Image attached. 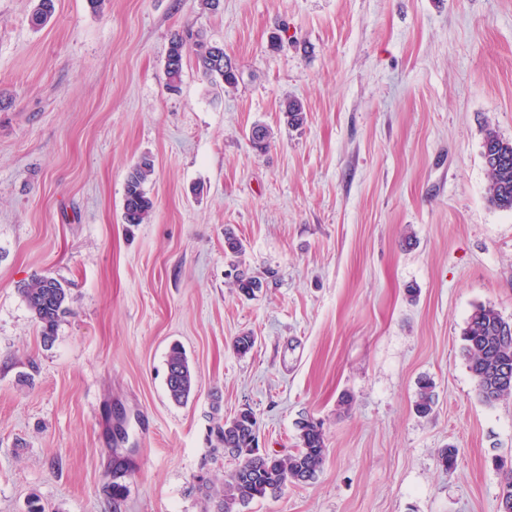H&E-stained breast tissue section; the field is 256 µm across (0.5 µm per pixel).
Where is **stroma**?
I'll list each match as a JSON object with an SVG mask.
<instances>
[{"label":"stroma","instance_id":"obj_1","mask_svg":"<svg viewBox=\"0 0 512 512\" xmlns=\"http://www.w3.org/2000/svg\"><path fill=\"white\" fill-rule=\"evenodd\" d=\"M55 3L35 29V0H0V512H204L205 482L236 465L213 416L244 407L261 451L293 452L304 418L327 448L315 480L244 512H499L512 399L479 398L462 333L480 305L512 318V211L489 203L481 156L487 130L512 141V0ZM187 31L223 46L236 88L189 50L166 89ZM146 155L154 209L130 225ZM40 275L69 295L48 342L21 294ZM193 34H175L169 41L165 63L166 88L170 91H178L182 83L184 72V48L187 39H192ZM153 173L152 160L144 156L127 175L122 206V219L127 224H143L154 208V202L145 190ZM194 376L186 355L173 347L168 358L167 391L176 404L186 402L192 392Z\"/></svg>","mask_w":512,"mask_h":512}]
</instances>
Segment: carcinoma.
Segmentation results:
<instances>
[{
	"instance_id": "carcinoma-1",
	"label": "carcinoma",
	"mask_w": 512,
	"mask_h": 512,
	"mask_svg": "<svg viewBox=\"0 0 512 512\" xmlns=\"http://www.w3.org/2000/svg\"><path fill=\"white\" fill-rule=\"evenodd\" d=\"M54 12V0H38L30 15V25L44 27ZM194 39L198 68L206 78L234 88L238 84L236 72H224V48L200 35L176 34L169 41L165 63L166 88L180 89L184 72V48L187 40ZM287 125L298 128L306 120L303 106L296 100L283 104ZM254 148L266 149L271 132L262 125H254L249 133ZM494 156L486 166L488 174L487 195L491 204L500 209L512 210V141L498 134L486 132L482 157ZM153 173L152 160L145 156L127 175L122 206L125 224H142L147 221L154 202L145 190ZM225 254L231 265L238 267L245 253L243 243L233 236L225 238ZM235 284L244 296L251 297L261 288V282L245 273L235 277ZM24 299L38 322L43 339L55 335L61 318L68 312V292L62 282L51 276H41L22 289ZM463 351L468 368L475 382L478 396L492 404L512 397V388L499 383L498 373L507 370L512 374V320H506L493 306L479 305L469 317L463 331ZM194 376L186 355L174 347L168 358L167 391L176 404L186 402L192 392ZM431 383H421L416 412L422 416L432 411ZM257 420L249 408L239 410L234 416L214 417L211 429L217 442L238 460L237 466L224 476L223 485L208 487L210 496L218 499L217 512H241L255 500L280 493L288 484H306L316 478L326 457L325 433L321 422L304 419L299 422V446L286 456L269 455L260 451L257 444ZM495 465L503 473L501 493L512 497V463L502 458Z\"/></svg>"
}]
</instances>
